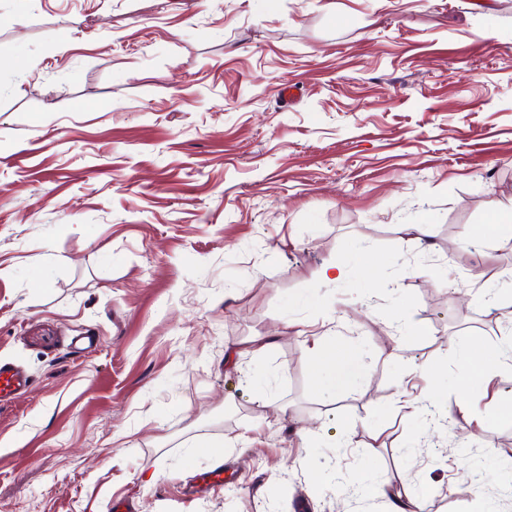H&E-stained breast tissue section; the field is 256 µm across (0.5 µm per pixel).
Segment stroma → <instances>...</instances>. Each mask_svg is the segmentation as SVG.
<instances>
[{
  "mask_svg": "<svg viewBox=\"0 0 512 512\" xmlns=\"http://www.w3.org/2000/svg\"><path fill=\"white\" fill-rule=\"evenodd\" d=\"M0 16V362L29 376L0 398V512H388L381 481L428 512H512V422L489 416L512 408V369L470 383L472 441L396 403L425 366L455 390L461 345L512 333L490 306L512 243L460 245L512 208V0ZM320 338L361 368L335 398Z\"/></svg>",
  "mask_w": 512,
  "mask_h": 512,
  "instance_id": "stroma-1",
  "label": "stroma"
}]
</instances>
